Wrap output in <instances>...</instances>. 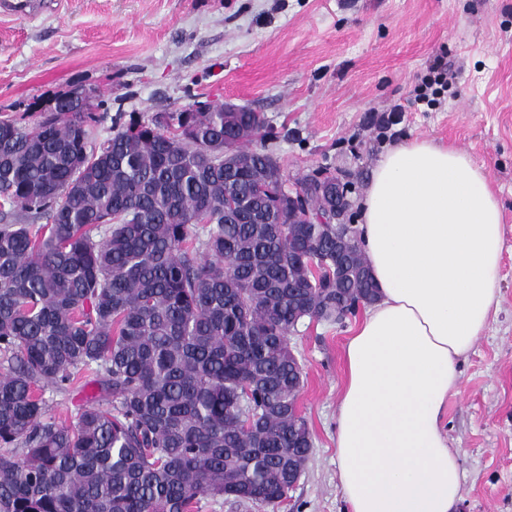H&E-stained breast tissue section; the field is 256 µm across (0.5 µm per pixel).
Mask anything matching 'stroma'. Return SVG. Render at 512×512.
<instances>
[{
    "instance_id": "35a3bbf8",
    "label": "stroma",
    "mask_w": 512,
    "mask_h": 512,
    "mask_svg": "<svg viewBox=\"0 0 512 512\" xmlns=\"http://www.w3.org/2000/svg\"><path fill=\"white\" fill-rule=\"evenodd\" d=\"M439 57L454 79L431 110L410 92ZM76 85L143 119L196 101L263 113L288 185L344 173L356 202L406 138L483 164L502 205L498 308L459 363L443 425L459 454L460 512H512V0H54L34 19L0 17V116L34 121ZM395 105L400 122L383 129ZM356 322L308 319L288 337L313 449L287 500L204 495L192 512H344L336 406Z\"/></svg>"
}]
</instances>
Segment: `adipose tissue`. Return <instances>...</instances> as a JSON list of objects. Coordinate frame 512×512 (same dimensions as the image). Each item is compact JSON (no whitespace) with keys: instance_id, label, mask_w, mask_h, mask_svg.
<instances>
[{"instance_id":"obj_1","label":"adipose tissue","mask_w":512,"mask_h":512,"mask_svg":"<svg viewBox=\"0 0 512 512\" xmlns=\"http://www.w3.org/2000/svg\"><path fill=\"white\" fill-rule=\"evenodd\" d=\"M358 230L377 298L345 346L338 487L348 512H456L442 414L497 305L500 200L466 152L407 139L377 162Z\"/></svg>"}]
</instances>
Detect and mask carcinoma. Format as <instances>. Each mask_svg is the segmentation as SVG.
Instances as JSON below:
<instances>
[{
	"instance_id": "1",
	"label": "carcinoma",
	"mask_w": 512,
	"mask_h": 512,
	"mask_svg": "<svg viewBox=\"0 0 512 512\" xmlns=\"http://www.w3.org/2000/svg\"><path fill=\"white\" fill-rule=\"evenodd\" d=\"M82 93L0 118V512L276 505L312 448L288 335L376 296L352 182L347 228L308 224L260 113L118 108L98 143ZM86 375L76 420L47 416Z\"/></svg>"
}]
</instances>
